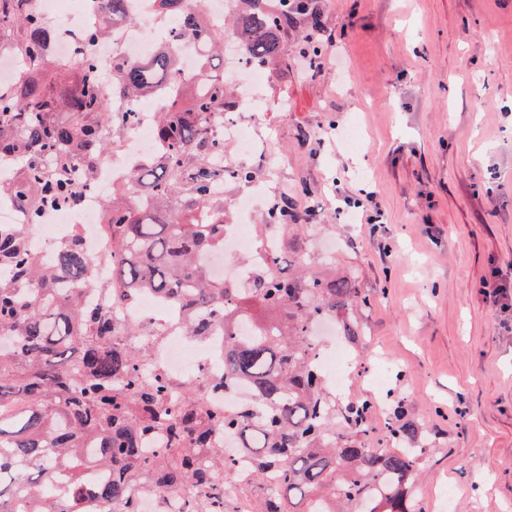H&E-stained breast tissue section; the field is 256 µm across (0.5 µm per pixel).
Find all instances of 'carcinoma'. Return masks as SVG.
I'll use <instances>...</instances> for the list:
<instances>
[{"instance_id": "carcinoma-1", "label": "carcinoma", "mask_w": 512, "mask_h": 512, "mask_svg": "<svg viewBox=\"0 0 512 512\" xmlns=\"http://www.w3.org/2000/svg\"><path fill=\"white\" fill-rule=\"evenodd\" d=\"M34 2L0 0V35L23 70L13 89L0 91V159L17 162L0 197L35 224L44 210L77 201L107 153L105 131L134 117H114L113 96L141 104L171 85L180 66L175 47L143 61L115 57L108 93L90 55L51 59L52 32ZM196 2L176 23L181 40L203 45V82L176 88L155 116L158 152L136 166L130 185L112 190V278L128 296L148 291L176 302L187 336L224 327L222 383L249 386L255 400L233 414L211 408L192 380L160 373L148 361L151 348L130 343L134 330L118 316L84 305L92 280L77 238L58 247L50 267L28 225L0 224V332L14 344L12 354L0 353V512H15L21 488L32 492L31 512H89L98 499L101 512H139L141 492L181 496V512H226L224 479L237 469L222 438L246 451L253 481L275 478L262 512H420V450L398 447L411 439L408 425L390 418L378 438L371 402L339 407L325 389L314 327L333 320L355 341L354 313L368 298L352 278L307 272V211L284 194L272 198L263 220L283 229L281 246L241 287L216 281L202 261L224 241V179L246 185L255 177L247 165L220 172L211 164L224 142L208 129L209 116L239 99L218 68L224 41L286 74L288 40L304 26L300 50L315 65L319 0H307L303 12L299 0H235L222 29L209 26L204 0ZM131 21L124 0H105L85 40ZM247 299L269 318L253 322L243 313ZM91 448L109 471L97 487L84 481ZM58 472L68 476L63 488L54 484Z\"/></svg>"}]
</instances>
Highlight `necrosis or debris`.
I'll return each mask as SVG.
<instances>
[{"mask_svg": "<svg viewBox=\"0 0 512 512\" xmlns=\"http://www.w3.org/2000/svg\"><path fill=\"white\" fill-rule=\"evenodd\" d=\"M42 17L54 34L51 52L54 59H72L84 49L85 32L96 25L103 7L101 0H38ZM156 0H128V11L136 17V24L119 30L114 36L97 42L92 52L97 61L96 76L101 86L112 83V58L121 55L144 60L155 54L158 48L170 41V33L156 20ZM166 99L155 100L139 108V119L128 125L112 144L108 156L103 159L92 184L86 187L80 201L66 209L44 214L39 224L33 225L32 241L45 264H53L57 243L72 235H79L91 259L92 274L104 284L102 290L86 293L84 301L88 306L114 307L124 322L133 326H145L155 320L156 314H176L177 308L171 302L149 293L141 297L113 304L111 266L112 236L102 222L100 201L103 193L112 187L126 184L138 159L152 154L156 149L153 140V112L166 108ZM262 122L260 112L254 111L243 116L237 113L217 115L211 130L224 142L236 143L240 152L234 157L219 159V166L233 168L247 164L261 152L259 141L251 134ZM248 198L240 199L242 211L240 223L230 225L224 233L223 249L208 252L205 264L215 275L227 280L244 282L254 271L252 265L235 263L236 253L250 249L253 261L270 256V243L279 237V230H272L270 236L250 238L248 222L253 212L265 211L271 196L257 185H249ZM161 340L155 347L156 367L172 376L185 375L202 380L205 384L208 405L236 411L251 396L246 386L232 391L224 390L218 383L223 376L224 332L212 330L203 343L187 339L177 326L161 328Z\"/></svg>", "mask_w": 512, "mask_h": 512, "instance_id": "necrosis-or-debris-1", "label": "necrosis or debris"}]
</instances>
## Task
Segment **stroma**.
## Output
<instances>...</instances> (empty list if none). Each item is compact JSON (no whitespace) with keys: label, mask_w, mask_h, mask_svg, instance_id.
Returning <instances> with one entry per match:
<instances>
[{"label":"stroma","mask_w":512,"mask_h":512,"mask_svg":"<svg viewBox=\"0 0 512 512\" xmlns=\"http://www.w3.org/2000/svg\"><path fill=\"white\" fill-rule=\"evenodd\" d=\"M322 67L259 74L255 160L269 193L316 200L314 266L353 274L369 303L337 400L405 401L421 512H512V311L482 286L512 277V0H322ZM359 120L364 150L320 142ZM375 193L377 235L337 215ZM391 368L381 394L371 381Z\"/></svg>","instance_id":"stroma-1"}]
</instances>
